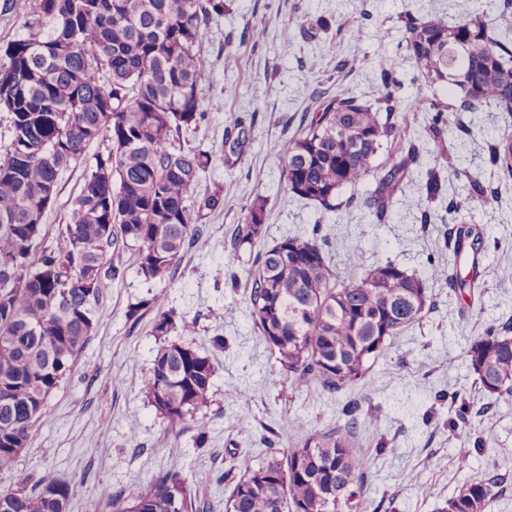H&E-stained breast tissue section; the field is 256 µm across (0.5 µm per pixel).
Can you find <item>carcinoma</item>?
<instances>
[{"label":"carcinoma","instance_id":"carcinoma-1","mask_svg":"<svg viewBox=\"0 0 512 512\" xmlns=\"http://www.w3.org/2000/svg\"><path fill=\"white\" fill-rule=\"evenodd\" d=\"M224 14V0H38L27 36L8 44L0 66V110L11 115V147L0 162V472L14 468L30 429L51 414L47 400L71 371L102 317V285L124 275L120 256L134 252L146 279L162 280L193 245L208 236L207 219L223 209V191L201 190L212 151L181 143L183 132L205 120L200 49L207 25ZM405 49L415 62L417 93L408 103L393 94L392 69L380 70L374 102L314 90L319 101L288 141L282 176L296 197L336 209L347 186L375 180L362 205L377 223L389 219L409 166L413 142L401 158L376 163L379 154L408 134L417 112H431L427 127L440 156L448 153V113L480 112L495 104L512 115V51L488 21L471 15L403 18ZM443 86L447 103L437 96ZM247 136L237 119L224 134L236 153ZM111 142L84 174L70 219L47 243L41 220L46 194L57 191L60 172L79 162L93 141ZM491 163L512 173V136L492 149ZM429 203L446 192L440 172L421 185ZM492 192L467 177L466 196L448 207L461 258L473 230L472 212ZM267 201L258 195L231 236L234 252L261 244L248 269L250 317L291 377L293 393L316 383L328 396L367 383L373 364L398 336L431 309L425 282L387 261L355 267L339 278L324 243L288 235L264 244ZM430 279L456 293L476 288L477 277L432 266ZM168 298L155 294L141 306L156 310L153 333L162 339L143 381V393L170 429L194 424L201 448L209 423L214 359L192 345L195 322L175 323ZM180 329V338L166 337ZM486 409L512 405V326L474 337L465 350ZM379 409L372 399L348 400L335 424L316 428L302 416L291 421L297 439L234 477L224 512H363L368 465L354 447L359 419ZM178 460L134 496L117 492L108 505L96 498L84 512H204L194 480ZM504 477L496 464L464 483L438 512H491ZM70 485L51 468L32 486L0 489V512H62Z\"/></svg>","mask_w":512,"mask_h":512}]
</instances>
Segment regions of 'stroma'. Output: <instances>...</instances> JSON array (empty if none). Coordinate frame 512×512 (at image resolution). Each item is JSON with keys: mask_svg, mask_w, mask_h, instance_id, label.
<instances>
[{"mask_svg": "<svg viewBox=\"0 0 512 512\" xmlns=\"http://www.w3.org/2000/svg\"><path fill=\"white\" fill-rule=\"evenodd\" d=\"M502 0H224V15L209 26L200 55L207 74L203 108L207 118L190 143L214 148L205 187H222L224 208L212 215L208 240L189 249L170 277L148 280L125 255L122 279L105 281L103 317L70 375L48 398L52 415L30 430L29 442L12 470L0 472V488L33 477L41 466L55 468L71 485L69 512H83L86 498L108 500L117 491L135 494L176 458L195 473L194 487L212 512H224L232 487L224 474L225 458L253 466L273 448H286L290 420L302 412L313 426L324 427L336 403L312 385L292 394L291 379L276 354L254 328L248 309V284L230 235L255 195L267 200L269 240L289 233L316 232L324 240L337 275L356 263L387 260L409 272L425 274L430 265L452 259L448 204L456 200L467 176L479 177L495 192L493 207L476 213L472 223L481 236L479 263L485 264L473 294L451 295L447 285L433 283L435 302L427 317L408 328L386 357L374 364L367 383L353 387L351 399L371 397L382 411L363 420L356 446L366 456L378 512H436L443 501L488 463H498L507 481L491 512H512V411L494 409L500 439L477 452L479 417L486 400L466 367L464 352L473 337L512 321V175L492 167L489 154L503 134H512V116L489 108L464 112L455 132L460 146L455 167L441 175L448 184L444 198L428 203L419 183L435 164L429 138L419 141V160L411 166L392 218L375 223L362 204L374 182L343 188L341 206L333 212L292 196L281 176L280 156L297 130L303 112L313 106V88L351 92L369 99L381 67L400 79L395 95L409 100L415 64L402 50L405 14H446L449 20L484 11L498 20ZM36 0H0V65L4 50L26 35ZM301 17L292 47L282 46L281 28ZM262 22L263 39L252 40L249 26ZM347 60L337 69L338 60ZM264 94L253 98L254 85ZM242 115L254 122L240 159L222 151L224 130ZM83 185V170L72 167L58 177L55 203L43 215L47 241L64 231L68 214ZM361 240L353 256L350 240ZM238 282H231V274ZM166 294L176 316L196 318V347L216 352V373L205 410L210 426L206 447H194L191 431L167 429L142 392L160 344L151 331L155 310L144 300ZM140 307L139 321L128 318ZM465 400L468 429L445 424L458 400ZM136 438H129V429ZM470 452L471 471L457 467Z\"/></svg>", "mask_w": 512, "mask_h": 512, "instance_id": "35a3bbf8", "label": "stroma"}]
</instances>
